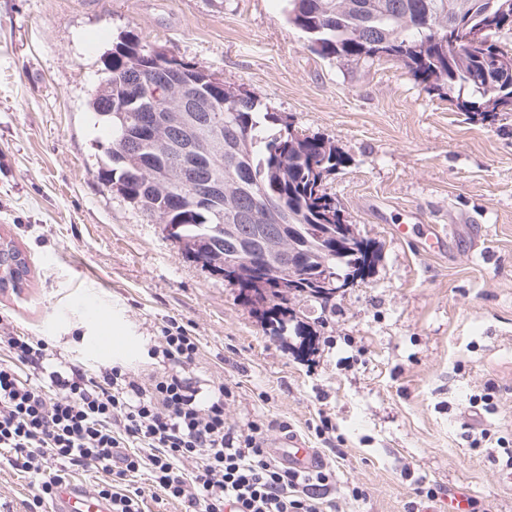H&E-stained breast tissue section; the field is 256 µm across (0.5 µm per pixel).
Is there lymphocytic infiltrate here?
<instances>
[{
	"label": "lymphocytic infiltrate",
	"mask_w": 512,
	"mask_h": 512,
	"mask_svg": "<svg viewBox=\"0 0 512 512\" xmlns=\"http://www.w3.org/2000/svg\"><path fill=\"white\" fill-rule=\"evenodd\" d=\"M162 373L139 380L121 366L86 373L48 363L47 344L0 326V450L17 470L38 477L40 495H53L71 466L112 475L97 486L112 512H142L141 491L126 477L150 470L155 483L183 500L185 512H325L331 472L303 475L268 454L261 424H230L232 390L215 386L199 400L188 371L199 339L182 326L162 329ZM192 464L191 477L176 469Z\"/></svg>",
	"instance_id": "f902f5d3"
}]
</instances>
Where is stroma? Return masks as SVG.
I'll return each instance as SVG.
<instances>
[{
  "mask_svg": "<svg viewBox=\"0 0 512 512\" xmlns=\"http://www.w3.org/2000/svg\"><path fill=\"white\" fill-rule=\"evenodd\" d=\"M287 0H0V237L30 273L0 290V320L93 371L159 370L176 321L200 340L196 388L227 384L236 426L297 433L335 471L340 512H512V469L473 449L512 434V115L466 121L447 87L398 60L323 59ZM141 46L246 89L348 159L326 188L376 260L335 304L301 313L312 333L276 336L236 286L188 258L163 225L100 174L109 140L89 106L113 43ZM438 225L433 254L398 228ZM122 342L110 356L91 343ZM500 391L480 399L487 379ZM366 500L346 498L347 486ZM437 485L435 502L418 498ZM0 456V512L35 506Z\"/></svg>",
  "mask_w": 512,
  "mask_h": 512,
  "instance_id": "obj_1",
  "label": "stroma"
}]
</instances>
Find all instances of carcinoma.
<instances>
[{
    "instance_id": "1",
    "label": "carcinoma",
    "mask_w": 512,
    "mask_h": 512,
    "mask_svg": "<svg viewBox=\"0 0 512 512\" xmlns=\"http://www.w3.org/2000/svg\"><path fill=\"white\" fill-rule=\"evenodd\" d=\"M288 21L307 38L310 50L323 59L381 60L395 58L428 87L446 85L458 91L455 107L469 121L484 122L511 112L512 63L497 77L483 78L484 61L509 55L498 41L512 31V14H499L490 0H289ZM489 28L488 45L471 50L467 31ZM181 79H203L211 112L232 130L214 137L200 126L191 137L200 161L199 177L224 182V195L205 205L186 185L177 162L178 137L188 126L178 111L179 87L171 84L155 98L166 123L129 147L142 101L152 92L159 69ZM112 83L92 89V109L110 130L106 181L124 199L158 224H181L185 254L228 282L244 283L266 268L297 277L292 294L269 288L267 305L259 308L276 335L296 319L295 304L314 302L326 309L333 299L311 286L322 265L341 266L364 278L375 254L368 240L355 235L325 192L326 179L347 163L331 142L305 136L272 112H259L247 90L206 78L176 59L168 60L131 41L112 48ZM255 212L246 224L226 219ZM329 225L323 238L311 237L307 226Z\"/></svg>"
}]
</instances>
